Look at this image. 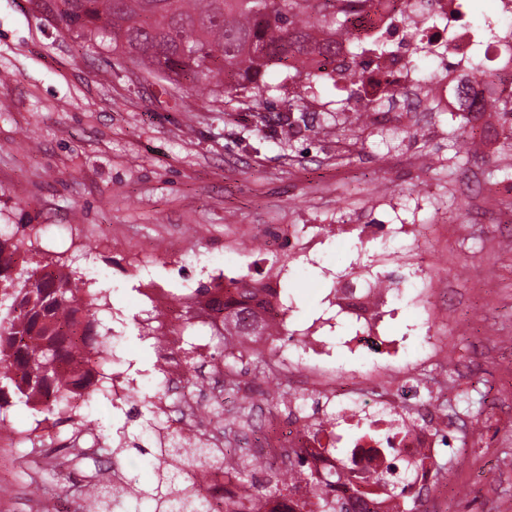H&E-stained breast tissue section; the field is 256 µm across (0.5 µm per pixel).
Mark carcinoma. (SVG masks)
I'll list each match as a JSON object with an SVG mask.
<instances>
[{
  "instance_id": "carcinoma-1",
  "label": "carcinoma",
  "mask_w": 512,
  "mask_h": 512,
  "mask_svg": "<svg viewBox=\"0 0 512 512\" xmlns=\"http://www.w3.org/2000/svg\"><path fill=\"white\" fill-rule=\"evenodd\" d=\"M37 11L59 21L67 34L109 52H119L147 74L172 85L214 84L219 97L257 98L277 90L265 81L270 66L282 64L293 77L313 89L344 79L365 83L356 70L336 73L316 68V55L336 57V29L357 0H34ZM38 230L0 228V423L4 406L13 398L26 406L44 405L54 423L72 425L78 409L110 392L112 352L96 339L105 334L99 299L82 296L83 281L69 274L50 275L35 267L18 268V258L31 251ZM260 288L246 275L232 281L231 291L213 301L224 320L219 358L230 374L237 360L230 346L265 336L266 324L257 310ZM112 448V465L131 451L148 458L155 470L149 484L111 483L96 486L86 512L110 506L130 512L128 504L148 512H254L251 496L226 497L217 504L200 492L197 473L206 464L224 471L252 491L291 494L292 512H370L369 494L354 484L352 471H338L333 480L317 479L299 464L288 479L279 469L252 454L229 448H185L176 428L163 439L154 436L150 413ZM266 474L258 481L257 472ZM351 486L350 499L332 491V481Z\"/></svg>"
}]
</instances>
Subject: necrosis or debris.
Masks as SVG:
<instances>
[{
    "mask_svg": "<svg viewBox=\"0 0 512 512\" xmlns=\"http://www.w3.org/2000/svg\"><path fill=\"white\" fill-rule=\"evenodd\" d=\"M436 16L438 23L427 26L424 15ZM376 40L392 42L391 52L383 58L365 53ZM512 41V29L498 40L482 41L466 23L463 0H369L367 6L348 14L344 28L337 30L340 48L335 60L320 59L323 67L368 68L374 82L391 84L386 111L408 117L416 111L422 90H429L435 109L466 112L474 97L488 96L486 86L472 83L469 61L481 52L493 69L512 73V58L504 56L501 45ZM431 55L441 74L432 82L420 80L411 64L414 52ZM388 292L366 287L358 278L344 280L338 287L334 304L338 313L356 320L359 332L347 340L350 353L372 362L370 373L339 383L336 369L328 363V348L315 332L289 333V346L301 353L304 376L314 400L335 404L329 417L336 423V451H329L318 437L319 420L284 422L263 417L264 432L257 457L275 454H299L308 469L321 475L345 463L358 476L381 473L396 478L410 470L420 487H427L435 474L434 466L444 448H452L465 436L454 419L438 405L424 400L413 366L385 360L388 349L398 348L396 339L382 330L383 308ZM161 386L153 401L155 415L180 429L186 440L208 439L223 447V437L208 434L206 411L224 384V365L210 363L204 381L192 391L182 388L186 363L173 354L159 360Z\"/></svg>",
    "mask_w": 512,
    "mask_h": 512,
    "instance_id": "4bbe7bcc",
    "label": "necrosis or debris"
}]
</instances>
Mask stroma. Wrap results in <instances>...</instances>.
I'll list each match as a JSON object with an SVG mask.
<instances>
[{
  "instance_id": "stroma-1",
  "label": "stroma",
  "mask_w": 512,
  "mask_h": 512,
  "mask_svg": "<svg viewBox=\"0 0 512 512\" xmlns=\"http://www.w3.org/2000/svg\"><path fill=\"white\" fill-rule=\"evenodd\" d=\"M267 79L278 89L259 100L172 90L61 32L32 0H0V224L43 225L33 261L69 266L85 291L107 299L121 367L140 381L135 408L158 355L138 334L151 309L144 280L169 291L167 317L181 328L185 301L223 277L226 244H241L237 274L279 270L291 328L323 323L337 369L358 373L366 359L342 346L357 327L337 315L329 291L353 274L390 281L383 328L407 359L444 337L462 362L481 364L453 404L462 422L478 424L475 444L443 463L451 512H512V413L503 407L512 398V153L500 149L501 114L422 112L392 127L375 112L323 109L346 89L306 90L285 68ZM287 111L306 126L284 140L272 131ZM463 133L479 147L459 160L453 143ZM421 286L437 319L412 302ZM266 359L243 379L260 409L275 412L278 392L294 383L267 364L295 368L298 353L281 342ZM90 419L97 457L45 476L33 457L67 427L10 408L0 431L18 441L0 452V512H78L70 476L97 473L113 428L136 427L106 398Z\"/></svg>"
}]
</instances>
